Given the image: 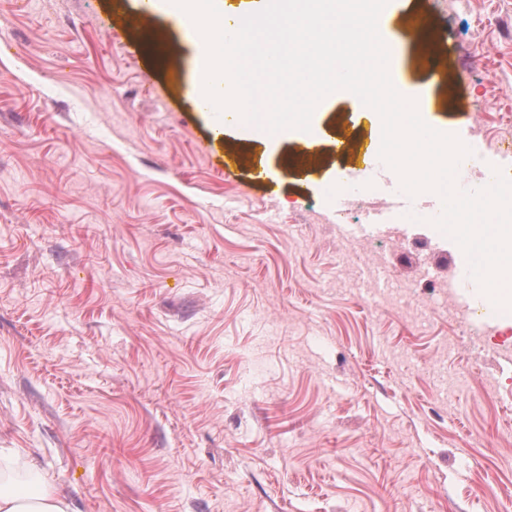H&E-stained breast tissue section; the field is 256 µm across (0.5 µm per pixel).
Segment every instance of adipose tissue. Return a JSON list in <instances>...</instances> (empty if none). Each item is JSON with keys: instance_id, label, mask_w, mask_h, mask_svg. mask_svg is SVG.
Here are the masks:
<instances>
[{"instance_id": "1", "label": "adipose tissue", "mask_w": 512, "mask_h": 512, "mask_svg": "<svg viewBox=\"0 0 512 512\" xmlns=\"http://www.w3.org/2000/svg\"><path fill=\"white\" fill-rule=\"evenodd\" d=\"M69 506L41 476L19 482L0 470V512H68Z\"/></svg>"}]
</instances>
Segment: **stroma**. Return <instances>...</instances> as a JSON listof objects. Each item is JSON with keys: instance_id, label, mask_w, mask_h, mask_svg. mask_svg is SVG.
I'll use <instances>...</instances> for the list:
<instances>
[{"instance_id": "1", "label": "stroma", "mask_w": 512, "mask_h": 512, "mask_svg": "<svg viewBox=\"0 0 512 512\" xmlns=\"http://www.w3.org/2000/svg\"><path fill=\"white\" fill-rule=\"evenodd\" d=\"M138 13L0 0V464L70 512H512V310L465 335L458 288L418 326L354 289L369 252L340 261L377 237L390 275L443 286L465 260L426 209L395 223L396 199L344 223L336 183L376 111L340 90L310 131L215 135L203 39ZM379 20L424 121L512 167L496 125L473 130L512 113V0H389Z\"/></svg>"}]
</instances>
